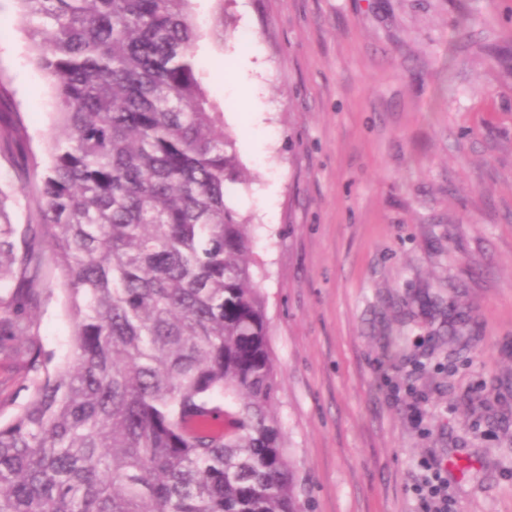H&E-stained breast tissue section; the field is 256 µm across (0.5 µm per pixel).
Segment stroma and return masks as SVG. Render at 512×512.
<instances>
[{"label":"stroma","instance_id":"obj_1","mask_svg":"<svg viewBox=\"0 0 512 512\" xmlns=\"http://www.w3.org/2000/svg\"><path fill=\"white\" fill-rule=\"evenodd\" d=\"M192 15L246 173L230 204L260 261L303 512H429V467L453 512H512V0H193ZM0 82V129L20 114L46 160L54 91L15 0ZM46 279L27 315L60 362L72 323L61 273ZM29 377L0 354L1 422Z\"/></svg>","mask_w":512,"mask_h":512}]
</instances>
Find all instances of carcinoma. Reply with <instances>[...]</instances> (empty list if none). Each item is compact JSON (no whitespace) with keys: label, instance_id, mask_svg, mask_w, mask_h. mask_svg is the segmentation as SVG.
I'll return each mask as SVG.
<instances>
[{"label":"carcinoma","instance_id":"cac0c4a2","mask_svg":"<svg viewBox=\"0 0 512 512\" xmlns=\"http://www.w3.org/2000/svg\"><path fill=\"white\" fill-rule=\"evenodd\" d=\"M56 91L40 164L0 135V324L36 377L0 423V512H301L241 181L192 0H16ZM64 277L72 356L18 313Z\"/></svg>","mask_w":512,"mask_h":512}]
</instances>
